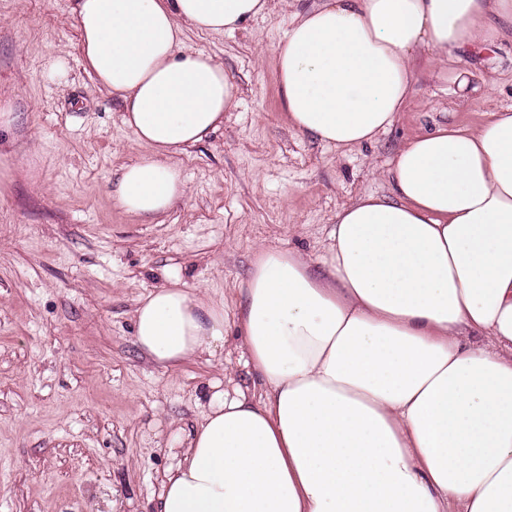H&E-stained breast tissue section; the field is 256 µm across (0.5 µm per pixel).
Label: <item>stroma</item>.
<instances>
[{
	"label": "stroma",
	"mask_w": 512,
	"mask_h": 512,
	"mask_svg": "<svg viewBox=\"0 0 512 512\" xmlns=\"http://www.w3.org/2000/svg\"><path fill=\"white\" fill-rule=\"evenodd\" d=\"M314 2L268 0L234 31L187 32V48L223 64L238 103L177 157L187 194L147 223L112 202L118 172L146 149L87 72L71 0H0V95L23 115L0 132L14 173L0 190V512H158L176 462L170 425H194L210 383L252 378L231 343L221 362H151L135 344L136 300L176 275L232 301L258 245L317 252L342 207L387 192L404 140L512 105L509 42L460 53L463 90L420 64L408 108L349 152L295 132L272 51Z\"/></svg>",
	"instance_id": "1"
}]
</instances>
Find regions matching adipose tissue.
<instances>
[{
  "mask_svg": "<svg viewBox=\"0 0 512 512\" xmlns=\"http://www.w3.org/2000/svg\"><path fill=\"white\" fill-rule=\"evenodd\" d=\"M267 6L76 0L86 68L147 149L112 193L126 214L181 201L176 156L236 105L185 33ZM510 34L512 0H317L274 48L279 102L290 128L348 151L406 110L418 61ZM385 176L317 253L257 247L233 313L177 277L137 300L150 361L218 360L233 333L260 385L214 390L168 434L159 512H512V108L410 137Z\"/></svg>",
  "mask_w": 512,
  "mask_h": 512,
  "instance_id": "ef3b65f1",
  "label": "adipose tissue"
}]
</instances>
